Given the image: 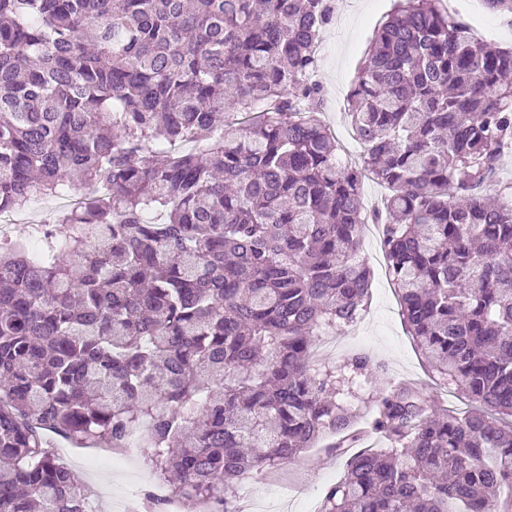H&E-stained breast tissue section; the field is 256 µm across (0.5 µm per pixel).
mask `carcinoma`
<instances>
[{
  "mask_svg": "<svg viewBox=\"0 0 512 512\" xmlns=\"http://www.w3.org/2000/svg\"><path fill=\"white\" fill-rule=\"evenodd\" d=\"M349 94L362 166L390 190L388 274L419 354L477 404L372 400L321 512H512V49L403 0ZM504 20L512 0H484ZM332 0H0V211L103 191L0 240V512H86L45 433L125 445L186 503L326 435L369 361L313 367L370 270L362 172L308 78Z\"/></svg>",
  "mask_w": 512,
  "mask_h": 512,
  "instance_id": "1",
  "label": "carcinoma"
}]
</instances>
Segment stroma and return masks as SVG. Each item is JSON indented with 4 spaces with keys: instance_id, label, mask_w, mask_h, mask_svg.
<instances>
[{
    "instance_id": "stroma-1",
    "label": "stroma",
    "mask_w": 512,
    "mask_h": 512,
    "mask_svg": "<svg viewBox=\"0 0 512 512\" xmlns=\"http://www.w3.org/2000/svg\"><path fill=\"white\" fill-rule=\"evenodd\" d=\"M332 22L326 26L317 45L315 74L323 90L322 118L338 142L353 140L354 132L346 117L351 84L362 64L370 42L384 23L395 0H335ZM449 13L460 16L472 35L497 46L512 48V27L487 10L483 0H443ZM361 257L371 270V285L360 322L343 333L336 343L322 351L323 364L339 367L356 354L368 356L372 375L360 377L346 404L355 415L357 428L366 430L364 447H386V439L371 429L369 401L379 389L411 383L429 395L436 406L450 410L469 408L468 399L452 385L437 381L417 352L400 315L399 296L388 274L380 232L364 238ZM54 453H63L68 464L81 472L93 491L97 512H112V492L126 485L130 474L146 472L143 460L133 461L123 472L113 473L108 490L84 471L83 459L92 456L89 448L74 447L62 436L49 437ZM353 449H331L317 445L299 458L263 471L247 485L236 488L238 502L249 503L253 512H319L326 488L339 481Z\"/></svg>"
}]
</instances>
